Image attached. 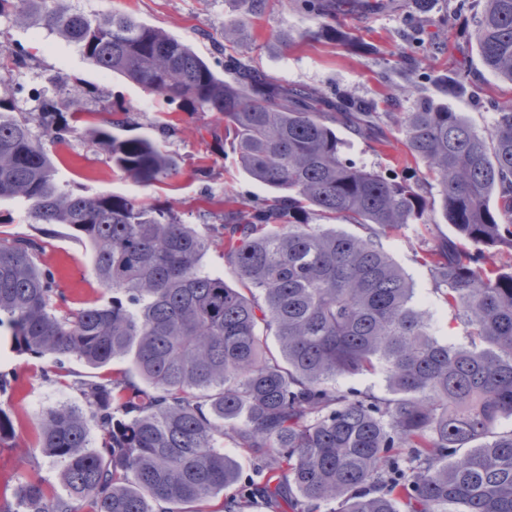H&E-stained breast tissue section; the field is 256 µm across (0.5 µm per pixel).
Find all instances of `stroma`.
Segmentation results:
<instances>
[{
  "label": "stroma",
  "mask_w": 512,
  "mask_h": 512,
  "mask_svg": "<svg viewBox=\"0 0 512 512\" xmlns=\"http://www.w3.org/2000/svg\"><path fill=\"white\" fill-rule=\"evenodd\" d=\"M88 14L109 11L133 13L142 22L160 28L191 45L215 71L224 65V22L236 9L234 0H68ZM481 0H434L431 12L418 19L408 10V0H361L358 8L338 15L346 32L368 46L355 53L326 39H310L283 48L282 36L297 37L317 30L319 22L295 9L290 0H275L257 23V39L249 55L254 65L277 79L311 86L332 94L345 92L358 100H374L383 112H406L416 96L430 95L461 112L476 130H486L503 106L512 105V84L489 72L475 48L456 40L451 26L474 18ZM0 45L23 49L24 109L40 92L55 94L58 76L87 89L86 111L98 119L113 120L122 112L129 134L155 139L162 151L175 158L177 176L144 186L112 169L107 156L88 135L80 132L66 142L49 145L57 168V179L81 194H116L138 198L169 208L186 224H220L235 210L237 202L260 203L270 198L264 185L251 179L239 166L233 138L224 122L210 116L170 111L159 96L117 76L103 75L76 48L15 22L0 21ZM465 69L468 78L455 92L437 85L439 77ZM390 140L385 152L373 143L348 136V158L382 172L403 178L414 160L405 154L404 135L397 127H386ZM452 227L441 211L429 214L425 228L407 229L384 238L382 245L412 278L416 294L433 316L439 338L466 343L464 330L454 312L442 304L434 283L419 257L425 247L447 240ZM0 236H27L41 240V267L54 272L62 288L75 303L94 296L98 282L93 273L90 247L73 237L62 225L42 232L28 223L23 202L0 199ZM50 361L17 353L8 330L0 331V375L7 387L0 393V408L14 420L16 436L0 445V503L14 500L18 478L39 480L46 493L64 497L68 489L60 477L61 465L40 450L41 420L49 410L83 403L78 380L93 378L95 371L69 359L63 381L45 377Z\"/></svg>",
  "instance_id": "stroma-1"
}]
</instances>
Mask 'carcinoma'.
Masks as SVG:
<instances>
[{"label":"carcinoma","instance_id":"obj_1","mask_svg":"<svg viewBox=\"0 0 512 512\" xmlns=\"http://www.w3.org/2000/svg\"><path fill=\"white\" fill-rule=\"evenodd\" d=\"M64 0H0V20L32 24L100 69L184 112L224 121L242 169L276 191L246 201L215 238L162 206L112 194H76L55 178L45 142L86 123L82 88L38 94L36 134L13 97L0 98V197L27 205L32 224H62L93 251L101 294L73 308L43 247L0 237V328L20 354L75 358L92 368L130 360L129 370L78 382L83 406L48 411L43 454L62 465L66 498L26 479L0 512H245L275 498L282 512H512V108L491 127L430 97L409 112H379L348 94L293 86L251 64L246 49L270 0H238L224 23L238 52L214 71L186 43L130 14L89 15ZM320 19L300 40L360 49L336 24V0H292ZM458 37L475 39L484 65L512 82V0H484ZM404 134L423 176L396 181L345 158L339 127L387 142L382 118ZM90 128L112 167L151 185L178 166L146 136ZM436 184L438 200L422 193ZM455 231L422 251L442 302L469 342L435 334L412 280L381 244L427 224L435 202ZM355 224L324 230L307 215ZM245 289L207 271L215 243ZM274 336L279 356L269 353ZM384 372L385 389L346 381ZM101 431L93 442L90 424ZM254 461L241 479L224 440Z\"/></svg>","mask_w":512,"mask_h":512}]
</instances>
